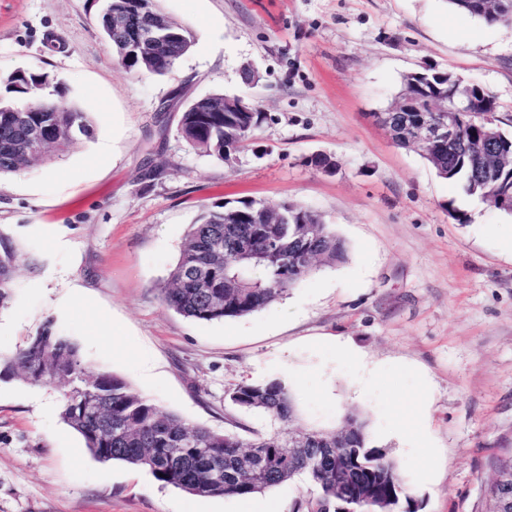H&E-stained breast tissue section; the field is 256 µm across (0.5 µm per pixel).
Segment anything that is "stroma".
<instances>
[{
	"mask_svg": "<svg viewBox=\"0 0 512 512\" xmlns=\"http://www.w3.org/2000/svg\"><path fill=\"white\" fill-rule=\"evenodd\" d=\"M193 45L165 75L118 66L104 0H0L4 77L48 73L41 97L90 132L47 163L0 176V238L18 252L0 352L46 323L83 360L218 432L277 428L229 394L277 378L301 425L367 416L411 512H486L512 448V213L440 179L375 113L403 74L450 72L490 91L512 134V30L448 0H156ZM224 94L265 119L233 164L179 134L184 109ZM329 156L334 168L313 165ZM157 172L146 176L145 162ZM291 202L331 224L348 259L251 315L195 321L159 284L192 224L224 202ZM63 383L0 381V512H293L298 476L247 500L191 496L91 457L61 419Z\"/></svg>",
	"mask_w": 512,
	"mask_h": 512,
	"instance_id": "stroma-1",
	"label": "stroma"
}]
</instances>
